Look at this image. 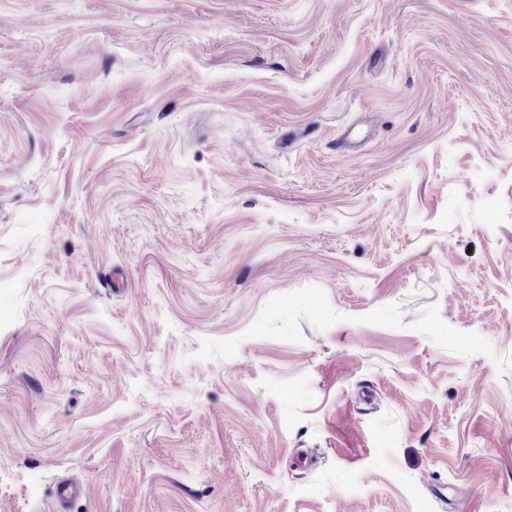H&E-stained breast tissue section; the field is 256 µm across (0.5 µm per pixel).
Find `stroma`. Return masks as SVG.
Instances as JSON below:
<instances>
[{"mask_svg":"<svg viewBox=\"0 0 512 512\" xmlns=\"http://www.w3.org/2000/svg\"><path fill=\"white\" fill-rule=\"evenodd\" d=\"M65 476L512 512V0H0V512Z\"/></svg>","mask_w":512,"mask_h":512,"instance_id":"obj_1","label":"stroma"}]
</instances>
